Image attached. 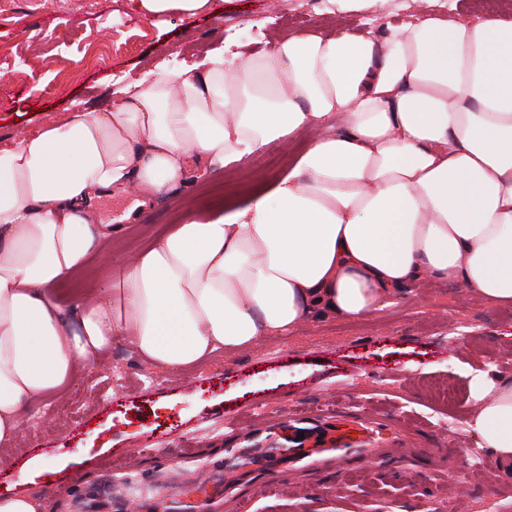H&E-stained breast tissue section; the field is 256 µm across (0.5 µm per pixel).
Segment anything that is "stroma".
I'll return each instance as SVG.
<instances>
[{
	"instance_id": "1",
	"label": "stroma",
	"mask_w": 512,
	"mask_h": 512,
	"mask_svg": "<svg viewBox=\"0 0 512 512\" xmlns=\"http://www.w3.org/2000/svg\"><path fill=\"white\" fill-rule=\"evenodd\" d=\"M330 0H212L211 10L170 15L156 25L128 0H0V149L46 125L62 124L75 106L100 105L117 81L160 66L199 61L232 42L258 50L302 27L336 32ZM313 138L298 130L262 152L206 172L158 194L137 191L93 198L96 222L120 224L74 279L101 287L108 268L135 255L183 217L205 219L224 202L245 201L271 182ZM140 217L130 211L139 200ZM512 376V306L476 300L463 285L430 282L397 304L350 320L315 319L258 349L180 373L143 363L126 345L83 375L60 402L36 404L14 453L21 463L85 449L62 484L38 479L29 495L48 512H75L76 499L131 505L146 512L142 486L163 482L171 450H187L185 480L171 512L210 501L214 512H486L488 501L512 506V480L488 455L473 457L465 430L474 402L462 364ZM396 420L405 434L389 452L321 454L304 467L274 457L252 480L227 486L220 474L238 466L233 450L249 433L275 436L281 426L326 429L332 409Z\"/></svg>"
}]
</instances>
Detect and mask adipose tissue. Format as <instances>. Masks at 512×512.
Here are the masks:
<instances>
[{
    "label": "adipose tissue",
    "instance_id": "1",
    "mask_svg": "<svg viewBox=\"0 0 512 512\" xmlns=\"http://www.w3.org/2000/svg\"><path fill=\"white\" fill-rule=\"evenodd\" d=\"M418 2L398 26L217 49L0 150V466L31 406L122 343L173 373L429 279L512 304V19ZM309 128L287 174L61 299L112 240L92 194L161 192L191 163L225 168ZM469 390L466 429L512 477V376L479 371Z\"/></svg>",
    "mask_w": 512,
    "mask_h": 512
}]
</instances>
